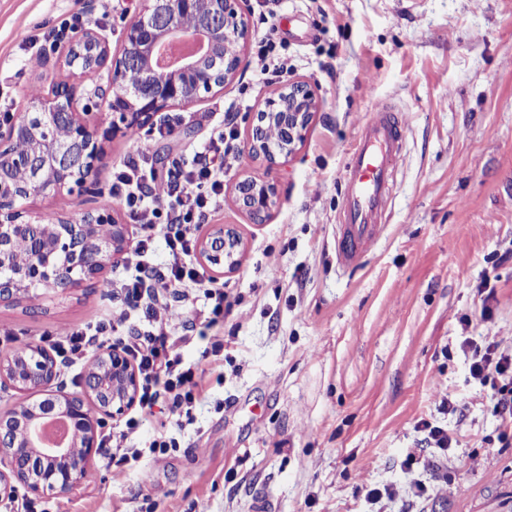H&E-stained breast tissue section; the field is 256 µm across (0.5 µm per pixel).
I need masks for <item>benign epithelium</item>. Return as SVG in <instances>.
Segmentation results:
<instances>
[{
    "label": "benign epithelium",
    "mask_w": 512,
    "mask_h": 512,
    "mask_svg": "<svg viewBox=\"0 0 512 512\" xmlns=\"http://www.w3.org/2000/svg\"><path fill=\"white\" fill-rule=\"evenodd\" d=\"M249 27L239 0H143L139 14L125 30L120 54L111 52L108 38L94 30L76 33L56 60L67 78L45 95H27L7 125L0 124V262L9 258L14 238L36 231L41 221L25 218L19 203L46 192L88 193V178L101 147L85 113L77 111L75 80L85 73L108 72L110 104L119 123L109 132L140 129L154 115L170 107H190L203 93L223 88L239 71L240 53L219 56L231 43L243 47ZM193 42L208 53L212 64L191 54L170 56L165 45ZM318 107L316 95L305 81H292L270 98L253 122L247 150L270 165L289 162L302 142ZM278 123L281 142L269 141L268 128ZM56 126L69 131V140L52 136ZM235 204L256 224L264 223L277 203L276 187L248 177L234 187ZM129 236L108 211L90 213L80 222L59 219L52 237L35 236L28 261L7 273L0 268V304L30 297L43 286L66 291L101 274L121 254ZM240 238L236 230L216 225L199 243V254L209 265L233 272ZM55 356L32 342L17 351L0 352V383L29 395L20 405L0 413V497H11L13 482L37 494L71 493L88 476L90 457L101 446L107 420L117 419L137 402L140 384L128 355L105 346L94 353L81 382V392L54 388ZM62 418L71 440L54 447L38 443L40 419Z\"/></svg>",
    "instance_id": "benign-epithelium-1"
}]
</instances>
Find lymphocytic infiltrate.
<instances>
[{
    "label": "lymphocytic infiltrate",
    "mask_w": 512,
    "mask_h": 512,
    "mask_svg": "<svg viewBox=\"0 0 512 512\" xmlns=\"http://www.w3.org/2000/svg\"><path fill=\"white\" fill-rule=\"evenodd\" d=\"M226 124L213 126L205 146L189 159L174 162L167 175L157 177L150 162L152 145L143 141L137 157L112 174L109 195L121 199L139 235L127 254L136 274L113 282L112 290L124 297L129 308L142 310L146 328L129 324L124 313L105 323L80 329L63 327L54 333L58 356L68 363L82 362L89 352L105 343L122 348L134 361L142 381L138 410L117 434L105 441L104 460L125 463L138 459L135 435L155 405L166 404L169 414L154 417L162 435L150 451L161 457L174 440L164 437L172 416L189 412L203 391L202 378L186 365L182 350L194 339L195 325L184 318L190 297L203 293L210 303L206 327L224 319V286L207 277L191 256L196 248L195 231L205 216L224 204V176L247 162L244 149L235 144ZM163 235L169 250L164 269L148 261L154 235ZM462 351L471 360L470 375L480 385L491 384L498 397L497 413L512 425V354H499L493 345L479 346L463 340Z\"/></svg>",
    "instance_id": "lymphocytic-infiltrate-1"
}]
</instances>
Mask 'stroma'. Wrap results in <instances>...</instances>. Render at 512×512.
Wrapping results in <instances>:
<instances>
[{"instance_id":"1","label":"stroma","mask_w":512,"mask_h":512,"mask_svg":"<svg viewBox=\"0 0 512 512\" xmlns=\"http://www.w3.org/2000/svg\"><path fill=\"white\" fill-rule=\"evenodd\" d=\"M249 19L242 72L182 111L172 137L154 126L101 140L95 194L23 200L26 214L80 221L108 204L114 166L155 141L153 164L203 147L212 125L232 113L246 146L256 112L293 80L308 81L319 105L305 140L285 166L260 159L224 179V206L211 225L234 227L241 262L221 275L232 309L215 330L220 352L196 341L183 350L201 371L205 399L173 417L177 446L123 467L101 455L69 494L72 512H512V446L490 387L474 382L463 339L512 354V0H242ZM141 0H0V112L62 79L38 66L50 48L38 36L55 19L80 15L120 52ZM290 69L253 79L265 33ZM106 72L83 77L77 109L94 130L116 116L94 96ZM383 102L406 122L392 165V204L379 242L349 272L336 264V215L359 128ZM256 176L274 184L278 204L262 224L237 210L234 185ZM125 261L61 293L0 306V330L29 342L62 326L106 320L119 303L110 284ZM488 318H481V308ZM463 402L438 411L435 390ZM447 430L448 451L423 447L421 421ZM422 448L425 471L408 460ZM427 489L417 497L414 481ZM406 493L370 503L366 488Z\"/></svg>"}]
</instances>
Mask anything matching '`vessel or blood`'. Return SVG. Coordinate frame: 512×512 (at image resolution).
Masks as SVG:
<instances>
[{
  "label": "vessel or blood",
  "instance_id": "vessel-or-blood-1",
  "mask_svg": "<svg viewBox=\"0 0 512 512\" xmlns=\"http://www.w3.org/2000/svg\"><path fill=\"white\" fill-rule=\"evenodd\" d=\"M402 126L384 105L374 104L345 169L341 220L336 233V259L350 268L382 236V216L391 203L390 162L400 153Z\"/></svg>",
  "mask_w": 512,
  "mask_h": 512
}]
</instances>
